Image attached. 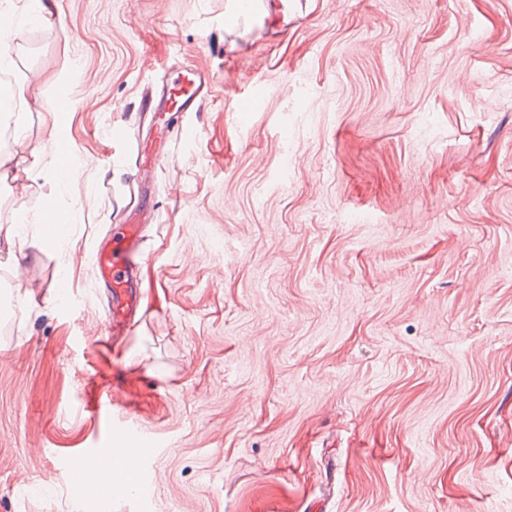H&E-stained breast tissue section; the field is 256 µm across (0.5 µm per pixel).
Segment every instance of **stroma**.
I'll list each match as a JSON object with an SVG mask.
<instances>
[{"label":"stroma","mask_w":512,"mask_h":512,"mask_svg":"<svg viewBox=\"0 0 512 512\" xmlns=\"http://www.w3.org/2000/svg\"><path fill=\"white\" fill-rule=\"evenodd\" d=\"M273 2L272 37L236 0H52L62 24L7 37L42 174L0 120L27 271L0 243V512H512V0ZM188 65L216 81L169 116L142 317L103 347L92 258L144 97ZM64 95L88 164L60 186ZM49 203L79 215L59 249ZM116 384L160 447L104 503L64 462L111 439ZM58 111L59 112H54V120H53V125H52V130H51L50 135H51V138L54 140L56 147L60 142L63 141L59 146L58 157H59L61 165L66 166V165H68L71 155H72L71 146L69 145L68 142L64 141V140H66L65 129H66V124H67V114L68 113L67 112L64 113L65 110L63 109L62 106L59 107Z\"/></svg>","instance_id":"1"}]
</instances>
